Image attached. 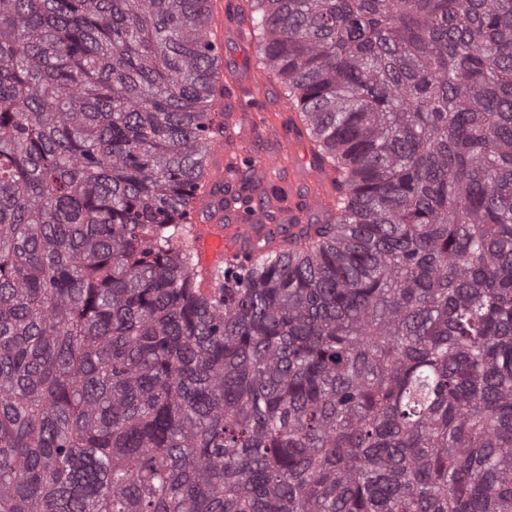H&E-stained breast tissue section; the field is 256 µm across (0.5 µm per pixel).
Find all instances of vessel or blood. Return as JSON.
Here are the masks:
<instances>
[{
    "label": "vessel or blood",
    "mask_w": 512,
    "mask_h": 512,
    "mask_svg": "<svg viewBox=\"0 0 512 512\" xmlns=\"http://www.w3.org/2000/svg\"><path fill=\"white\" fill-rule=\"evenodd\" d=\"M251 81V75L241 76L213 103L214 111L227 115L224 134L211 143L190 205L199 264L207 273L224 262L252 254L268 230V204L261 194H254L249 208L239 209L225 203L222 193L225 177L235 172L239 156L250 149L257 134L255 113L264 105L265 95L253 91ZM306 139L302 127H290L275 149L256 155L252 166L256 186L281 176L296 186V193L279 210L281 223L287 225L304 214L330 217L336 208L337 173L333 168L322 164L304 169L284 163L285 156L294 154Z\"/></svg>",
    "instance_id": "b4317fda"
}]
</instances>
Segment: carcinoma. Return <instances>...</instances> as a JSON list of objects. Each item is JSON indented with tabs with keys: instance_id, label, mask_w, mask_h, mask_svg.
<instances>
[{
	"instance_id": "obj_1",
	"label": "carcinoma",
	"mask_w": 512,
	"mask_h": 512,
	"mask_svg": "<svg viewBox=\"0 0 512 512\" xmlns=\"http://www.w3.org/2000/svg\"><path fill=\"white\" fill-rule=\"evenodd\" d=\"M214 0H0V512H512V0H243L336 214L204 288Z\"/></svg>"
}]
</instances>
